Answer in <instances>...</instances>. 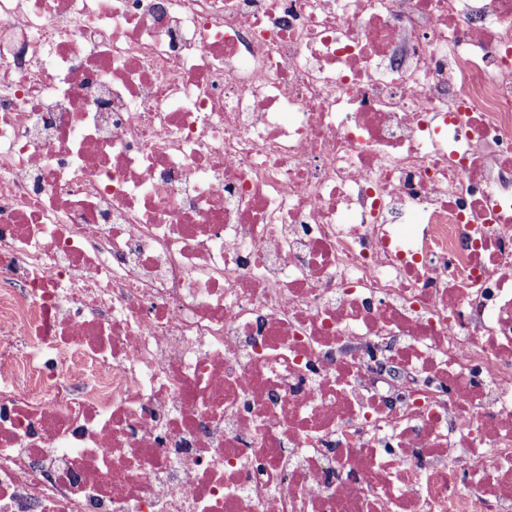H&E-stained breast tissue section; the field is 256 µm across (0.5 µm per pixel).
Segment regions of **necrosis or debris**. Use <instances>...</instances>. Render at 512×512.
Returning <instances> with one entry per match:
<instances>
[{
  "mask_svg": "<svg viewBox=\"0 0 512 512\" xmlns=\"http://www.w3.org/2000/svg\"><path fill=\"white\" fill-rule=\"evenodd\" d=\"M0 512H512V0H0Z\"/></svg>",
  "mask_w": 512,
  "mask_h": 512,
  "instance_id": "1",
  "label": "necrosis or debris"
}]
</instances>
